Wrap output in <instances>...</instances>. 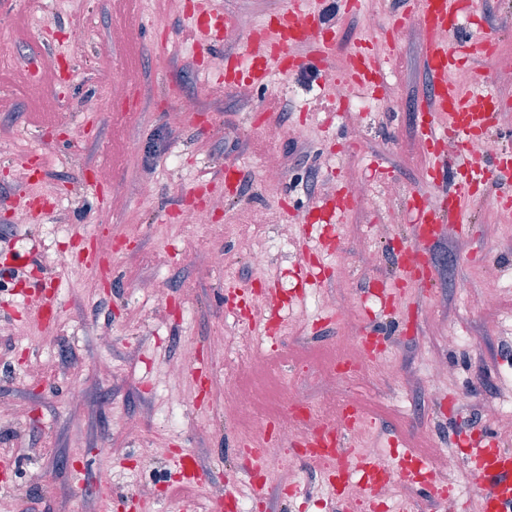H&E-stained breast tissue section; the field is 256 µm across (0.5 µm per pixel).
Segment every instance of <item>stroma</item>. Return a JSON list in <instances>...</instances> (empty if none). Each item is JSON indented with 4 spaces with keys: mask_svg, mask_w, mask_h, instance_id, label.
<instances>
[{
    "mask_svg": "<svg viewBox=\"0 0 512 512\" xmlns=\"http://www.w3.org/2000/svg\"><path fill=\"white\" fill-rule=\"evenodd\" d=\"M193 0H18L0 15L9 41L0 46V98L14 112L8 120L23 137L0 133V457L15 461L8 483H0V512H177L193 501L207 508L222 486L226 467L249 480L255 463L224 424L225 375L236 376L267 416L280 417L292 398H315L321 380L306 373V356L324 357L343 341L363 340L368 320L381 323L385 352L397 365L395 377H364L348 387L371 419L361 448L379 447L399 455L397 433L420 447L433 435L438 447L457 450L458 439L495 431L484 417L488 402L512 403V211H504V188L486 167V182L471 204L465 225H444L440 239L424 248L428 274L403 282L393 242L409 238L402 217L410 197L442 199L444 189L429 175L430 154L421 139L417 114L426 100L428 76L422 29L413 0H359L349 14L335 15L331 67L342 71L353 51L370 45L385 74L377 91L333 103L318 78L291 75L288 91L276 84L247 91L220 84L224 59L240 55L242 45L223 42L197 58ZM167 15L170 27L159 34L151 20ZM95 19L83 43L64 34L83 16ZM512 0H481V30L493 40L492 56L472 55L452 81L477 94H492L509 112L490 138L499 148L512 145V76L496 61L512 58ZM126 30L124 41L112 38ZM60 56L71 68L68 80L50 89L47 99L29 97L22 74L38 58ZM138 70L124 112L105 108L90 114L81 103L102 94L105 80L122 81ZM194 103L193 135L187 123L170 125V111ZM285 106L278 115L277 106ZM74 125L93 119L95 137L66 141L58 122ZM279 129L268 140V129ZM281 167L315 168L325 184L350 189L365 183L382 204L365 210L352 199L336 224L337 241L318 244V229L305 224L319 190L305 194L284 177L267 183L266 155ZM29 155L51 215L14 221L13 165ZM242 173L224 188L225 163ZM110 173L100 183L97 172ZM151 172L150 196H141L144 172ZM104 187L112 207L99 206L96 187ZM222 194L224 212L213 227L179 224L176 214ZM269 209L288 213L287 223L246 224L241 214ZM290 234H283V225ZM262 240L268 260L261 269L247 263L242 238ZM111 240L108 271L88 270L76 258L89 244ZM223 251L232 263L220 270L199 266L198 252ZM36 251L37 264L66 252L54 280L43 281L22 254ZM320 266L324 277L305 285L303 260ZM386 281L401 292L394 315L366 293L369 281ZM153 281L157 297L144 296L142 281ZM497 286L493 305L482 300ZM273 286L292 298L306 327L264 344L267 368L251 371L234 358L213 355L209 340L227 333L244 335L246 319L228 291L258 308L259 289ZM52 295L55 321H30L24 295ZM337 307H330V300ZM458 337L449 345V337ZM206 363L203 376L185 375L183 402L170 403L164 371L185 356ZM444 361L447 386L436 389L428 364ZM138 432L121 430L127 418ZM161 442L167 453L143 466L140 448ZM193 457L207 477L194 484L178 466ZM300 496H291L270 478L254 501L253 512H333L323 476L298 464Z\"/></svg>",
    "mask_w": 512,
    "mask_h": 512,
    "instance_id": "35a3bbf8",
    "label": "stroma"
}]
</instances>
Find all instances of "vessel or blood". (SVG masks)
Returning <instances> with one entry per match:
<instances>
[{
  "label": "vessel or blood",
  "mask_w": 512,
  "mask_h": 512,
  "mask_svg": "<svg viewBox=\"0 0 512 512\" xmlns=\"http://www.w3.org/2000/svg\"><path fill=\"white\" fill-rule=\"evenodd\" d=\"M321 0H283L277 14L263 26L244 32L232 16L217 10L214 0H200L196 27L199 51L207 53L218 38L243 44L241 57H230L224 69L225 81L264 85L274 71L317 74L329 64L333 37L318 15ZM416 14L426 32L425 58L429 77L427 104L420 124L433 157L428 174L433 182L448 187L445 204L436 208L413 199L407 204L414 245H397L398 261L406 272L419 276L415 263L417 248L438 240L443 225L465 223L471 199L482 176L463 171L461 159L469 140L498 125L497 102L491 95H474L449 81L472 53L491 54L489 40L467 30L463 17L477 14L475 0H415ZM344 77L365 88L379 86L383 72L376 66L370 49L357 48L351 55ZM455 144L446 154L442 140ZM312 440L338 452L348 445L347 430L325 432L316 424ZM468 466L482 490L480 512H512V452L497 447L489 432L464 449Z\"/></svg>",
  "instance_id": "b4317fda"
}]
</instances>
